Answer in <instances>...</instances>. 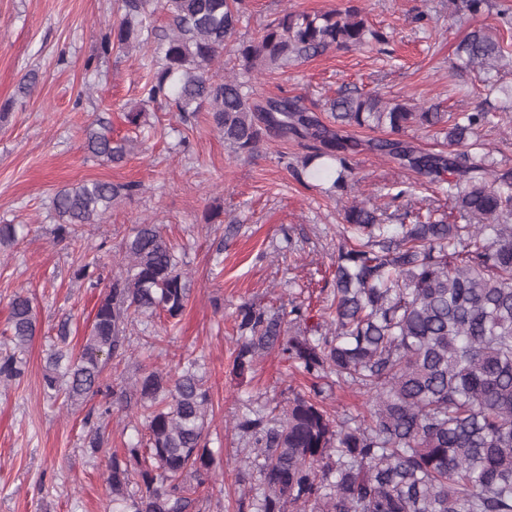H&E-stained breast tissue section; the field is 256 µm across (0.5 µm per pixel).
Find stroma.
<instances>
[{
  "label": "stroma",
  "mask_w": 512,
  "mask_h": 512,
  "mask_svg": "<svg viewBox=\"0 0 512 512\" xmlns=\"http://www.w3.org/2000/svg\"><path fill=\"white\" fill-rule=\"evenodd\" d=\"M502 0H485L478 15L456 10L452 0H360L369 24L387 33L386 44L331 51L285 71L260 76L258 95L300 97L325 103L341 90L376 91L446 112H469L483 98L476 71L450 76L459 42L474 27L498 25ZM346 0H247L238 34L256 38L283 9L345 7ZM117 0H0V224H26L30 232L0 252V331L8 302L18 290L32 297L39 333L26 352L24 376L0 382V512H112L106 492L107 454L90 456L84 445V414L46 399L43 366L48 337L69 322L73 346L91 326L98 290L74 276L84 252L115 265L130 228L161 224L169 240L186 250L191 297L177 329L152 359L134 352L119 367L131 378L144 364L174 366L188 353L203 356L214 405L209 446L217 480L201 490L202 512H237V472L249 455L232 419L241 396L284 404L290 381L287 361L271 352L253 371H233L234 312L254 300L275 304L281 294L303 290L313 308L324 296L339 238L343 200L308 189L289 164L303 151L275 142L253 158H236L213 129L207 113L189 122L157 108L147 121L156 133L118 166L101 164L81 147L82 130L112 109V133L128 127L121 106L137 105L143 70L140 51L103 53L101 42L118 15ZM32 93H23L26 74ZM498 105V96L488 98ZM481 138L498 168H512V112H499ZM356 159L361 200L384 204L397 186L410 188L405 204L432 199L449 205L447 186L420 184L416 174L361 150ZM141 183L98 224L84 226L78 240L56 237L54 194L82 181ZM295 252L282 257L284 234Z\"/></svg>",
  "instance_id": "obj_1"
}]
</instances>
